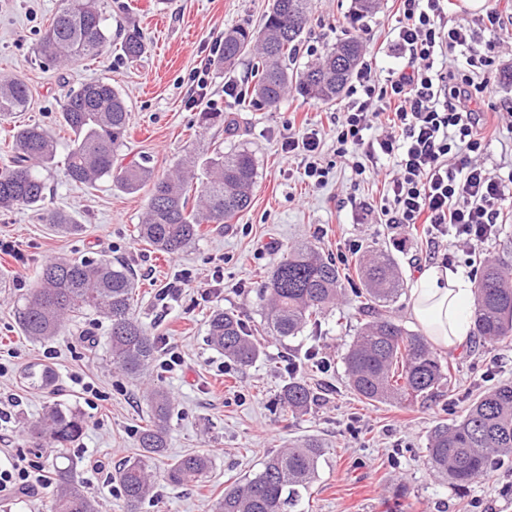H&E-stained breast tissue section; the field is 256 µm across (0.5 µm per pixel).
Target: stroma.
I'll return each mask as SVG.
<instances>
[{
  "label": "stroma",
  "instance_id": "stroma-1",
  "mask_svg": "<svg viewBox=\"0 0 512 512\" xmlns=\"http://www.w3.org/2000/svg\"><path fill=\"white\" fill-rule=\"evenodd\" d=\"M303 34L297 67L317 62L326 48L355 31L364 46V60L378 76L403 65L393 29L402 17L400 0H381L370 19L351 23L352 0H313ZM62 0H0V80L26 81L28 111L0 123V165L14 147L17 126L39 123L59 145L71 133L60 122L61 105L75 83L105 79L125 96L130 119L125 145L116 164L147 161L156 174L169 173L186 156L209 157L213 148L243 144L256 154L258 180L250 208L224 230L203 225V236L180 255H160L140 240L148 189L128 194L110 183L72 185L60 170L42 173L46 205L73 213L82 226L75 235L59 233L39 212L0 211V240L13 242L15 252L0 254V271L9 272L11 286L0 291V402H8L10 419L0 420V465L19 459L48 466L25 432L27 422L41 417L50 401L81 409L87 428L70 454L86 491L97 498L101 512H126L113 475L135 455L137 437L147 419L150 389H167L174 414L164 458L202 452L212 460L204 486L170 488L156 480L153 496L140 512H212L225 488L259 469L273 451L315 436L329 443L315 481L298 512H512V468L492 467L467 489L454 488L430 467L426 453L429 430L452 423L480 393L512 380V344L488 347L471 340L459 353L440 352L450 366L452 387L423 403L368 404L350 392L342 356L362 320L360 282L349 243L387 251L398 263L404 284H411L423 263L448 256L452 266L471 271L474 257L446 240L431 242L421 231L380 223L387 202L384 174L358 178L347 158L336 153V120L346 100L330 105L289 89L278 107L259 104L228 107L226 81L250 83L256 52L234 65L213 69L208 101L190 106L187 77L224 44L227 29L258 25L270 0H100L111 32L142 31L148 47L135 62L118 50L70 66L38 58L35 48ZM230 109L234 131L203 126L200 112ZM319 131L321 163L328 168L318 187L305 179V156L285 157L282 145L304 129ZM483 161L491 175L512 172V130L489 121ZM310 243L328 258L345 253L339 268L345 292L321 316L318 327L282 342H266L263 355L243 368L212 349L207 319L216 309L232 308L248 325L260 322L258 291L282 254L296 244ZM108 255L133 268L139 301L135 314L158 339L177 346L182 363L170 372L151 365L139 380L129 379L112 365L106 346L110 324L89 315L67 325L59 336L33 343L22 336L17 311L40 268L54 259ZM192 281L177 295L165 285L180 270ZM314 385L319 402L295 416L280 405V388L288 378V362ZM34 362L50 364L59 375L55 395L27 387L24 369ZM93 393H86L85 385Z\"/></svg>",
  "mask_w": 512,
  "mask_h": 512
}]
</instances>
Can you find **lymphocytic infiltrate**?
<instances>
[{
	"instance_id": "lymphocytic-infiltrate-1",
	"label": "lymphocytic infiltrate",
	"mask_w": 512,
	"mask_h": 512,
	"mask_svg": "<svg viewBox=\"0 0 512 512\" xmlns=\"http://www.w3.org/2000/svg\"><path fill=\"white\" fill-rule=\"evenodd\" d=\"M396 46L405 64L378 79L362 65L350 86L351 101L336 122V151L350 157L356 175L391 162V203L385 224L407 229L425 225L431 238L461 242L476 251L496 237L512 187L491 176L481 157L486 148L475 104L493 96L489 73L495 42L485 31L504 27L496 8L449 19L444 0H402ZM465 56L470 73L442 71L440 57ZM321 139L304 130L283 146L287 156L304 154L305 177L316 186L326 178L316 160ZM50 481L44 467L17 461L0 469V492H38Z\"/></svg>"
}]
</instances>
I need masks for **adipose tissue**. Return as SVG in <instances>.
Masks as SVG:
<instances>
[{"mask_svg": "<svg viewBox=\"0 0 512 512\" xmlns=\"http://www.w3.org/2000/svg\"><path fill=\"white\" fill-rule=\"evenodd\" d=\"M471 284L465 273L439 264L424 265L409 288V305L423 335L436 348L457 351L472 336Z\"/></svg>", "mask_w": 512, "mask_h": 512, "instance_id": "adipose-tissue-1", "label": "adipose tissue"}]
</instances>
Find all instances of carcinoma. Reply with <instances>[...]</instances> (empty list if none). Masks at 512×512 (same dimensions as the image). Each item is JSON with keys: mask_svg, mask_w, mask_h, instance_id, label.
<instances>
[{"mask_svg": "<svg viewBox=\"0 0 512 512\" xmlns=\"http://www.w3.org/2000/svg\"><path fill=\"white\" fill-rule=\"evenodd\" d=\"M378 0H352V22L367 18ZM311 0H271L261 25L224 31V47L216 59L232 65L247 50L258 48L264 66L247 98L278 106L294 84L304 96L332 104L345 90L362 56L358 36L336 42L324 58L301 70L294 61L308 22ZM98 0H67L40 39L36 52L46 62L62 65L103 55L112 43ZM146 43L135 30L119 42L127 60L146 53ZM30 89L20 79L0 82V122L24 111ZM62 123L72 132L64 157V178L72 184L94 186L105 179L126 193L151 186L139 236L158 252L178 255L194 244L204 224H229L252 202L257 182L255 155L244 147L218 151L206 158L198 181L197 161L184 159L174 174L158 176L147 162L114 170V157L123 146L129 112L121 91L104 80L72 88L61 106ZM16 155L0 169V210L44 208L45 183L39 170L53 165L58 143L39 124L14 133ZM48 222L63 234L82 229L67 211H53ZM360 296L370 308L343 356L350 389L369 403L414 406L447 385V366L427 339L407 330L392 317L376 310L400 295L403 278L389 255L368 250L357 264ZM136 286L131 267L122 260L58 259L46 263L25 298L19 326L30 341L57 336L73 318L94 313L111 321L108 346L111 362L132 379H139L154 361L157 340L134 316ZM344 278L335 262L308 244L288 248L259 292L262 331L276 340L295 338L342 295ZM473 322L475 335L496 344L512 340V261L487 259L475 280ZM257 329L229 309H217L208 319V342L241 367L250 366L264 351ZM24 379L32 388L52 391L57 374L51 366L35 362ZM317 401L314 388L292 376L282 386L279 402L293 415L308 413ZM174 411L170 394L154 388L148 397V423L138 433L139 453L116 471L127 512H139L153 492V462L164 455ZM85 419L73 405L51 403L44 415L27 424L38 448L52 454L50 512H99L98 502L84 490L77 465L68 454L70 445L85 432ZM329 448L310 437L291 448L268 454L262 466L239 486L224 490L214 512H290L302 500L318 473ZM427 458L433 470L448 477L459 489L479 479L491 464L512 465V381L495 384L473 401L453 423H439L427 437ZM212 461L204 453L184 454L167 465L164 481L179 489L206 479Z\"/></svg>", "mask_w": 512, "mask_h": 512, "instance_id": "cac0c4a2", "label": "carcinoma"}]
</instances>
